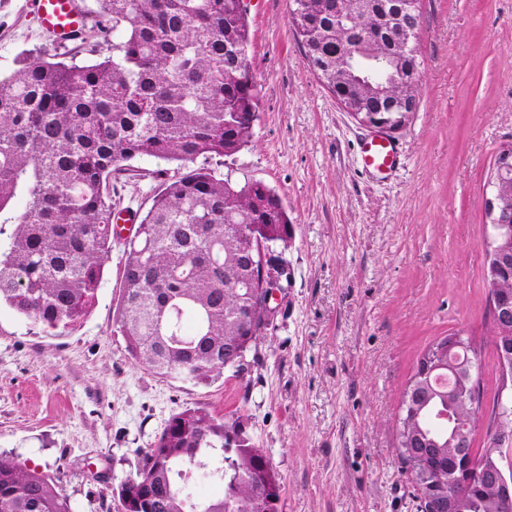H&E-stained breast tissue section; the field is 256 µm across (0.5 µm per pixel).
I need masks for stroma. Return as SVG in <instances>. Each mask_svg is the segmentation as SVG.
<instances>
[{
    "instance_id": "stroma-1",
    "label": "stroma",
    "mask_w": 512,
    "mask_h": 512,
    "mask_svg": "<svg viewBox=\"0 0 512 512\" xmlns=\"http://www.w3.org/2000/svg\"><path fill=\"white\" fill-rule=\"evenodd\" d=\"M260 91L250 144L225 169L260 180L291 220L292 278L239 370L208 385L135 365L113 319V245L80 327L43 330L0 309V454L52 476L81 512H116L109 488L134 473L174 413L242 421L281 477L282 512H417L397 421L416 360L462 333L498 386L483 288L486 184L512 145V0H420L419 108L395 133L400 166L363 171L369 130L310 69L287 0H246ZM25 0H0V73L47 46ZM119 185L136 215L157 164Z\"/></svg>"
}]
</instances>
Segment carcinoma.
<instances>
[{
  "mask_svg": "<svg viewBox=\"0 0 512 512\" xmlns=\"http://www.w3.org/2000/svg\"><path fill=\"white\" fill-rule=\"evenodd\" d=\"M94 27L112 54L76 62L72 50L40 51L0 76V215L18 198L22 212L0 220V306L34 326L81 325L95 303L112 245L123 261L114 326L133 363L161 379L206 385L238 368L272 323L260 281L261 253L286 263L291 221L278 194L258 180L232 182L220 160L251 142L260 98L249 60L242 0H98ZM303 47L336 67L340 39L377 37L381 64L367 106L386 99L419 104L418 87L393 46L400 21L375 31L371 15L350 13L352 0H292ZM154 159L163 169L136 233L112 232V191ZM417 360L420 406L405 408L398 437L428 452L401 464L416 480L448 493L454 434L476 435L482 405L448 419V377L423 376L434 355ZM496 470L498 448L474 451ZM224 493L205 498L202 488ZM280 477L243 425L203 407L175 413L136 473L116 488L121 512H280ZM495 488L467 491L465 512H493ZM0 512H79L52 478L0 456Z\"/></svg>",
  "mask_w": 512,
  "mask_h": 512,
  "instance_id": "1",
  "label": "carcinoma"
}]
</instances>
